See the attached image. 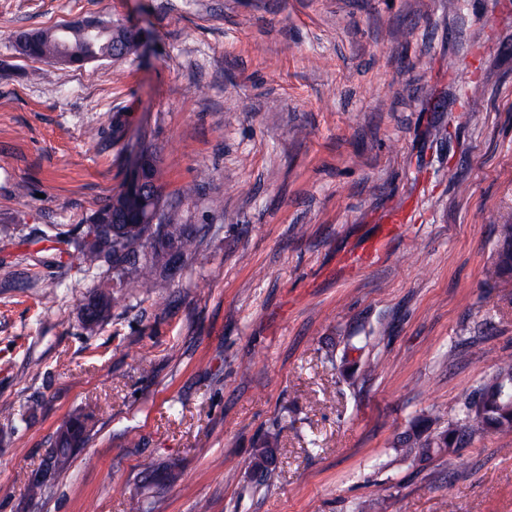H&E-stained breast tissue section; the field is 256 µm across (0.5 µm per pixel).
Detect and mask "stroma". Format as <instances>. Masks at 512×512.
Returning a JSON list of instances; mask_svg holds the SVG:
<instances>
[{"instance_id": "1", "label": "stroma", "mask_w": 512, "mask_h": 512, "mask_svg": "<svg viewBox=\"0 0 512 512\" xmlns=\"http://www.w3.org/2000/svg\"><path fill=\"white\" fill-rule=\"evenodd\" d=\"M95 18L139 47L80 67L13 47ZM141 138L199 247L90 332L102 278L63 238ZM499 224L512 0H0V512H148L168 459L162 512H512V436L453 467L394 451L512 354V279L485 277ZM76 413L87 442L31 500Z\"/></svg>"}]
</instances>
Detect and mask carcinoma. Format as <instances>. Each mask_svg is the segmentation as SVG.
Masks as SVG:
<instances>
[{
	"mask_svg": "<svg viewBox=\"0 0 512 512\" xmlns=\"http://www.w3.org/2000/svg\"><path fill=\"white\" fill-rule=\"evenodd\" d=\"M131 40V32L124 26L91 22L23 33L16 40L15 49L29 57L83 64L119 60L128 54ZM137 153L147 160V177L159 190L150 205L161 211L162 223H112V216L143 206L141 200L122 188L94 214L91 224L75 241V249L85 272L97 274L106 265L113 287L135 288L149 294L160 286L159 278L168 270L174 256L188 258L196 251V237L191 225L184 222L180 208L169 203L161 193L164 172L156 147L143 140ZM495 234L496 259L487 268L486 278L496 282L512 277V224L498 225ZM115 306L109 287H101L84 307L85 326L90 328L105 319ZM432 424V419L420 418L399 439L397 454L404 460L414 461L446 456L451 468L468 441L487 433L512 436V355L501 358L494 372L453 409L448 426L433 430ZM86 439V419L76 414L66 423L65 430L56 434L54 444L60 448H79ZM70 461L71 456L66 454L56 459L51 477L43 481L34 479L29 496L41 501L52 499L57 479L67 471Z\"/></svg>",
	"mask_w": 512,
	"mask_h": 512,
	"instance_id": "carcinoma-1",
	"label": "carcinoma"
}]
</instances>
